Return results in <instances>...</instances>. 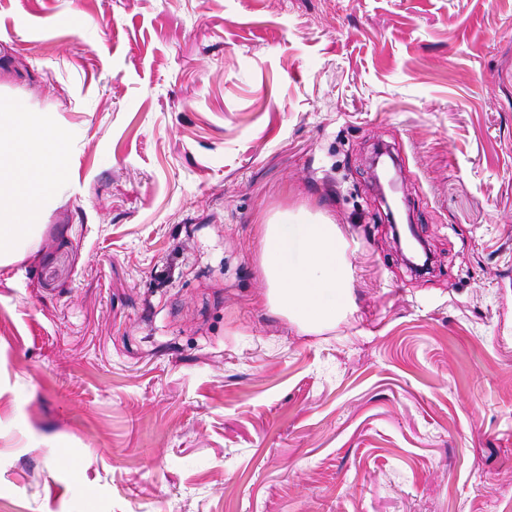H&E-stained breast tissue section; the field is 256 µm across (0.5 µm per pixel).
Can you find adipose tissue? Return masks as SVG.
<instances>
[{"instance_id":"1","label":"adipose tissue","mask_w":512,"mask_h":512,"mask_svg":"<svg viewBox=\"0 0 512 512\" xmlns=\"http://www.w3.org/2000/svg\"><path fill=\"white\" fill-rule=\"evenodd\" d=\"M63 131L0 103V265L28 237L35 205L56 192L65 169ZM265 301L302 330L336 323L351 305V244L333 220L272 216L260 226Z\"/></svg>"}]
</instances>
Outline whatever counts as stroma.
<instances>
[{"label":"stroma","instance_id":"stroma-1","mask_svg":"<svg viewBox=\"0 0 512 512\" xmlns=\"http://www.w3.org/2000/svg\"><path fill=\"white\" fill-rule=\"evenodd\" d=\"M1 97L68 172L0 266V512H512V0H0ZM288 213L354 246L318 333ZM266 305L304 331L336 323L351 305V244L321 216H272L260 224Z\"/></svg>","mask_w":512,"mask_h":512}]
</instances>
